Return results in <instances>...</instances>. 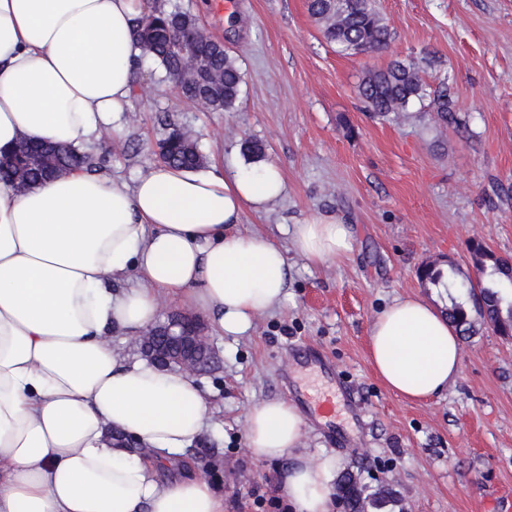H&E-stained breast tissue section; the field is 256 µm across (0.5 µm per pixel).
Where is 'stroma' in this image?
I'll list each match as a JSON object with an SVG mask.
<instances>
[{
	"mask_svg": "<svg viewBox=\"0 0 512 512\" xmlns=\"http://www.w3.org/2000/svg\"><path fill=\"white\" fill-rule=\"evenodd\" d=\"M194 13L238 58L233 111L185 101L162 68L143 60L120 139L84 144L94 172L132 181L158 161L164 119L191 129L208 165L225 173L277 165L286 191L268 211L245 212L238 229L273 238L291 272L286 303L258 316L243 336L208 328L220 361L199 381L216 423L162 476L207 479L224 512L280 500L292 462L392 487L405 512H496L512 495V340L482 329L462 343L461 371L427 401L389 392L368 362L370 326L399 296L436 307L448 293L425 286L423 265L473 271L479 239L512 260V0H375L392 40L382 52L345 56L322 36L307 0H165ZM413 60L428 87L446 83L460 121L445 125L418 105L387 121L370 118L357 87L393 60ZM264 147L242 152L244 140ZM332 214L351 224L353 249L313 267L286 227ZM336 396L322 417L316 396ZM273 399L304 417L295 458L247 449V415Z\"/></svg>",
	"mask_w": 512,
	"mask_h": 512,
	"instance_id": "stroma-1",
	"label": "stroma"
}]
</instances>
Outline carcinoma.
<instances>
[{"mask_svg": "<svg viewBox=\"0 0 512 512\" xmlns=\"http://www.w3.org/2000/svg\"><path fill=\"white\" fill-rule=\"evenodd\" d=\"M307 8L321 25L325 40L335 45L343 55L380 50L392 38V32L373 0H308ZM173 25L190 27L202 47L214 56V69L223 81L224 91L210 110H233L243 83L238 58L213 40L192 13L177 8L168 10L160 0H153V5L135 19L134 31L140 38L148 36L146 46L150 59L157 62L170 77L179 69V62L168 51V35ZM420 72L419 64L411 60H394L386 68L369 73L359 84L358 95L368 111L378 117L405 112L410 105L418 102L425 105L428 111L436 113L438 120L444 124L456 122L448 88L441 85L433 91L427 90ZM159 153L168 164L192 171L206 163V157L192 133L175 124L171 125L168 135L159 143ZM54 162L61 168L77 165L88 169L92 165L88 154L73 147L65 148ZM20 170L25 173L24 181L19 184L21 188L43 177L39 165L28 164L25 153L18 147L0 160V180H13ZM470 252L481 276L479 299L472 297V278L460 279L455 271L444 283L441 273L434 270L426 282L448 289L450 305L446 309V316L463 335L475 333V320L471 317L473 311L485 325L512 326V280L504 271L508 260L480 247L472 248ZM338 488L346 512H386L387 507L393 508L399 503L393 489L384 486L373 489L361 483L353 472L341 475Z\"/></svg>", "mask_w": 512, "mask_h": 512, "instance_id": "carcinoma-1", "label": "carcinoma"}]
</instances>
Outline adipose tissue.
I'll list each match as a JSON object with an SVG mask.
<instances>
[{"label":"adipose tissue","mask_w":512,"mask_h":512,"mask_svg":"<svg viewBox=\"0 0 512 512\" xmlns=\"http://www.w3.org/2000/svg\"><path fill=\"white\" fill-rule=\"evenodd\" d=\"M142 0H0V155L20 143L78 146L120 131L142 46ZM284 191L270 163L229 176L164 163L133 183L74 169L17 192L0 181V512H224L199 478L161 479L152 458L181 455L212 425L196 378L114 345L154 326L162 298L186 296L227 336L288 297L282 248L237 232L245 210ZM313 266L340 262L351 225H294ZM132 276L129 288L112 282ZM370 366L383 385L422 401L454 383L458 329L425 298H396L372 322ZM303 418L284 400L247 416L253 456L299 446ZM135 436L152 458L112 446ZM336 462L300 464L281 489L295 512H330Z\"/></svg>","instance_id":"adipose-tissue-1"}]
</instances>
